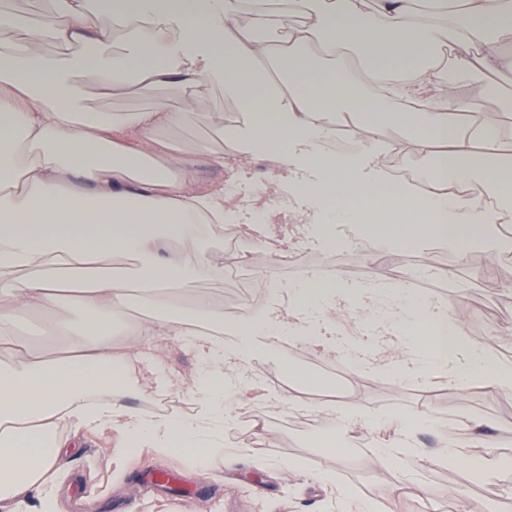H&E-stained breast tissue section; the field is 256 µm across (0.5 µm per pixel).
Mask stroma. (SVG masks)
<instances>
[{
  "mask_svg": "<svg viewBox=\"0 0 512 512\" xmlns=\"http://www.w3.org/2000/svg\"><path fill=\"white\" fill-rule=\"evenodd\" d=\"M436 66L442 80L453 82L461 98L480 99L487 111L504 113L512 107V75L462 72L449 52ZM76 82L82 89L81 104L89 112H126L149 104L147 98L131 92L102 95L91 75L77 76ZM155 95L171 107L197 112V121L178 135L183 147L193 150L206 144L223 150L221 129L232 105L222 90L162 85ZM283 251L304 258L301 273L282 269L279 258L261 249L250 259L254 275L271 270L280 284L286 285L318 272L320 264L329 259L335 260L337 269L351 281H362L372 274L383 280L396 269L425 271L432 284L431 297L451 299L466 312V319L460 322L463 332L496 360L512 362V251L494 258L478 249L459 253L430 237L408 246L370 244L363 254L356 255L346 249L321 248L305 233L284 245ZM448 269L455 270V279L445 278ZM325 358V353L310 351L295 341L281 342L272 355L247 354L249 369L259 383L251 409L273 417L316 420L312 411H296L267 401L266 396L280 389L274 372L284 373L293 366L309 373ZM345 373L348 388L332 394V401L360 402L368 421L382 415L403 421L425 415L434 423L433 428L417 433L419 452L404 464L405 471L426 491L403 497L398 512H459L465 502L476 506L477 512H512V392L477 386L462 395L442 377L417 387L403 384L387 371L368 379L352 367ZM477 420L494 423L493 442L465 449L464 454L474 464L495 460L491 472L466 478L455 466L434 461L449 432L468 434L471 423ZM368 421L344 435L347 449L335 460L314 437L294 434L288 428L269 424L259 433L252 427L242 430L232 425L224 432V443L228 453L235 455V462L228 464L215 457L203 470L195 466L190 454L180 451L165 457L146 451L121 459L113 448L93 439L63 459L61 480L71 485L73 493L84 495L90 512H97L101 499L107 496L130 501L131 512H342L343 506L354 508L363 503L385 512L388 493L378 478L376 454L381 436ZM167 468L176 469L186 483L200 488V496L189 500L164 498L144 481L145 473ZM325 468L332 472L328 484L318 476Z\"/></svg>",
  "mask_w": 512,
  "mask_h": 512,
  "instance_id": "stroma-1",
  "label": "stroma"
}]
</instances>
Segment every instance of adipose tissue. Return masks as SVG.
Here are the masks:
<instances>
[{"instance_id": "obj_1", "label": "adipose tissue", "mask_w": 512, "mask_h": 512, "mask_svg": "<svg viewBox=\"0 0 512 512\" xmlns=\"http://www.w3.org/2000/svg\"><path fill=\"white\" fill-rule=\"evenodd\" d=\"M58 15L34 31L26 15L0 11V28L25 33L23 46L0 52V350L16 345L18 314L49 313L47 330L61 351H28L20 365L0 363V512H25L31 491L39 512H58L53 487L62 456L79 433L102 436L121 456L148 448L193 449L197 465L224 452V405L256 387L248 349L288 339L350 359L365 376L389 369L427 381L443 371L461 390L481 384L512 390V364L492 361L449 320L448 302L414 300L406 274L387 281L310 278L286 287L262 284L270 303L244 319L200 293L224 269L211 258L212 233L227 226L240 238L262 227L274 238L281 222L312 233L327 249L351 224L362 243L420 240L441 232L449 242L489 243L512 210L482 209L455 192L481 177L512 199V137L501 113L461 100L433 71L445 50L470 72L512 73V52L495 33L512 25V0H292V19L272 21L253 0H57ZM127 49L106 53L112 39ZM96 72L101 86L148 94L160 85L218 86L239 106L224 127L234 151L216 166L260 158L268 179L248 203L233 181L198 178L177 134L193 115L161 99L128 112H85L74 74ZM409 128L429 160L427 191L390 182L383 159L399 152L382 126ZM482 147L504 160L472 162ZM379 214L352 209L355 195L382 185ZM288 187L287 207L262 205L269 189ZM195 241L170 245L173 233ZM138 260L140 285L129 291L112 264ZM67 309L80 330L52 318ZM359 323L348 338L341 319ZM175 336L202 364L187 391L192 416L144 414L124 397L132 366ZM422 417L396 430L378 451L389 503L423 494L400 464L415 445Z\"/></svg>"}]
</instances>
